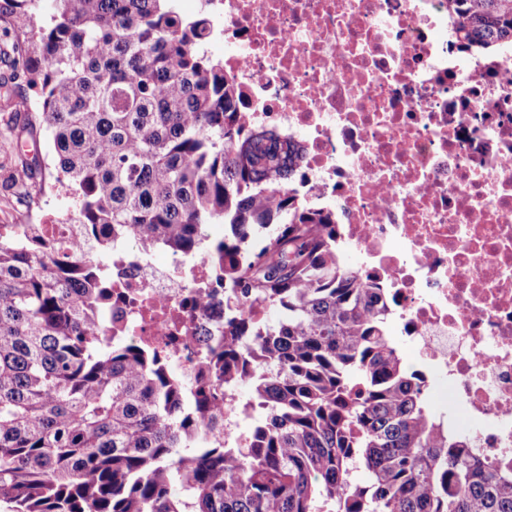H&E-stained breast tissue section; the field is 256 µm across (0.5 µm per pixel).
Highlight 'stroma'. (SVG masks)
I'll use <instances>...</instances> for the list:
<instances>
[{"label":"stroma","instance_id":"obj_1","mask_svg":"<svg viewBox=\"0 0 512 512\" xmlns=\"http://www.w3.org/2000/svg\"><path fill=\"white\" fill-rule=\"evenodd\" d=\"M5 28L1 21L0 81L14 78L12 39L5 35ZM14 80L15 105L0 111V224H45L72 208L74 198L67 190L42 186L41 174L31 173L34 161L45 160L49 142L44 131L26 126L25 118L34 110V93L24 79Z\"/></svg>","mask_w":512,"mask_h":512}]
</instances>
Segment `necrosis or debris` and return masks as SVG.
I'll return each instance as SVG.
<instances>
[{
	"mask_svg": "<svg viewBox=\"0 0 512 512\" xmlns=\"http://www.w3.org/2000/svg\"><path fill=\"white\" fill-rule=\"evenodd\" d=\"M224 22L242 119L303 149L298 198L392 301L441 413L482 460L512 466V45L464 53L445 0H203ZM209 258L124 238L112 329L195 380L198 324H224ZM210 300L194 319L162 310Z\"/></svg>",
	"mask_w": 512,
	"mask_h": 512,
	"instance_id": "1",
	"label": "necrosis or debris"
}]
</instances>
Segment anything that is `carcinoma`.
<instances>
[{
  "label": "carcinoma",
  "mask_w": 512,
  "mask_h": 512,
  "mask_svg": "<svg viewBox=\"0 0 512 512\" xmlns=\"http://www.w3.org/2000/svg\"><path fill=\"white\" fill-rule=\"evenodd\" d=\"M94 251L0 225V503L6 512H512V467L441 428L388 334L387 302L343 264L332 215L296 202L300 144L246 129L204 9L175 0H4ZM467 51L512 43V0H446ZM224 224L211 243L207 226ZM274 232L263 235L266 226ZM221 259L224 335L203 329L195 389L156 348L99 321V255ZM282 317L257 320L256 307ZM247 384L245 445L209 433ZM367 473L363 484L353 472Z\"/></svg>",
  "instance_id": "obj_1"
}]
</instances>
